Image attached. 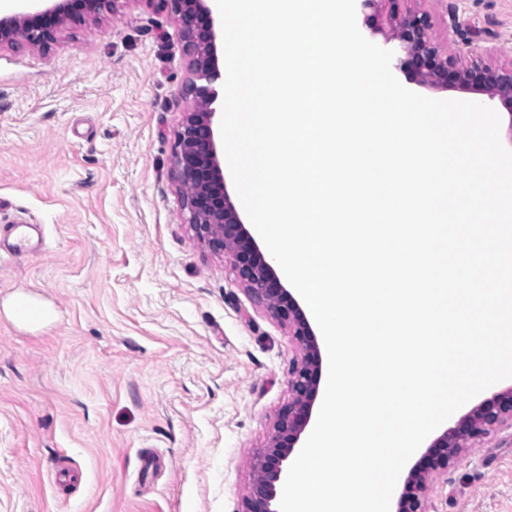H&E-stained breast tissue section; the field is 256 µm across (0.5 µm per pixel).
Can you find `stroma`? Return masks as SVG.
Segmentation results:
<instances>
[{
	"label": "stroma",
	"mask_w": 512,
	"mask_h": 512,
	"mask_svg": "<svg viewBox=\"0 0 512 512\" xmlns=\"http://www.w3.org/2000/svg\"><path fill=\"white\" fill-rule=\"evenodd\" d=\"M461 64L512 60V0H417ZM185 42L147 0L0 50V512H241L299 358L195 236L174 171ZM23 295L50 314L23 323ZM428 512H512V428Z\"/></svg>",
	"instance_id": "obj_1"
}]
</instances>
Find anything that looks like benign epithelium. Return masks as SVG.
I'll return each mask as SVG.
<instances>
[{
  "instance_id": "obj_1",
  "label": "benign epithelium",
  "mask_w": 512,
  "mask_h": 512,
  "mask_svg": "<svg viewBox=\"0 0 512 512\" xmlns=\"http://www.w3.org/2000/svg\"><path fill=\"white\" fill-rule=\"evenodd\" d=\"M43 10L26 15H0V50L23 42L44 52L58 46L63 34L90 19L116 11L119 0H45ZM180 25L189 56L191 77L185 86L193 99L177 134L174 168L184 188L187 223L209 247L231 256L232 267L251 297L288 325L301 352L290 370L288 403L280 410L269 445L253 460L257 473L242 512H279L277 483L289 458L310 423L319 393L322 356L318 338L304 311L283 283L273 260L260 249L236 210L221 162L216 122L219 98L218 28L209 0H155ZM363 9L379 14L390 4L392 27H374L385 41L400 48L396 68L421 85L455 89L500 99L512 112V61L468 66L441 47L427 11L399 10L401 0H360ZM512 426V384L497 388L489 397L460 416L437 436L423 457L409 470L398 499L397 512H427V494L436 479L447 473L469 448L484 442L498 427Z\"/></svg>"
}]
</instances>
